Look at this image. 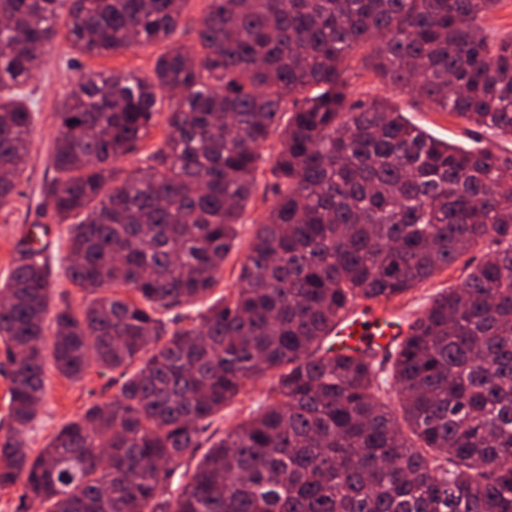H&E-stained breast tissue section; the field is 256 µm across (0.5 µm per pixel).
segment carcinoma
Segmentation results:
<instances>
[{
    "instance_id": "obj_1",
    "label": "carcinoma",
    "mask_w": 512,
    "mask_h": 512,
    "mask_svg": "<svg viewBox=\"0 0 512 512\" xmlns=\"http://www.w3.org/2000/svg\"><path fill=\"white\" fill-rule=\"evenodd\" d=\"M183 2L0 0V208L28 155L20 90L61 14L97 57L173 40ZM206 2L192 49L150 76L84 74L60 105L42 206L75 219L66 277L92 299L49 315L51 267L20 242L0 284V488L43 512H512V155L436 140L347 89L367 48L385 84L512 140V35L483 27L501 0ZM159 90L164 136L145 151ZM267 160L274 201L235 287L167 317L224 278ZM486 238L494 254L402 337L395 414L372 356L326 338L350 303L387 305ZM49 361L72 380L117 371L118 391L33 456ZM267 376L270 403L218 436L224 406Z\"/></svg>"
}]
</instances>
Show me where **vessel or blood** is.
<instances>
[{"instance_id":"b4317fda","label":"vessel or blood","mask_w":512,"mask_h":512,"mask_svg":"<svg viewBox=\"0 0 512 512\" xmlns=\"http://www.w3.org/2000/svg\"><path fill=\"white\" fill-rule=\"evenodd\" d=\"M396 314L380 304L357 301L342 312L336 327L337 345L354 350H380L396 345L390 326Z\"/></svg>"}]
</instances>
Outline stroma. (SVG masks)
Returning <instances> with one entry per match:
<instances>
[{"label":"stroma","instance_id":"stroma-1","mask_svg":"<svg viewBox=\"0 0 512 512\" xmlns=\"http://www.w3.org/2000/svg\"><path fill=\"white\" fill-rule=\"evenodd\" d=\"M66 31V26H59L58 35L49 45L41 68L23 88L34 115V125L25 170L20 179L21 194L0 209V281L13 267L19 243L31 235L35 237L37 246L44 248L54 270V305L67 302L77 306L82 303L84 295L64 277L61 269L67 249V227L44 216L41 207L40 188L54 175L48 164V150L58 133L57 107L81 74L133 71L142 76L151 75L155 59L166 51L167 46L161 43L144 50L87 57L77 54ZM348 80L353 98L385 99L436 139L452 144L477 143L504 153L512 151V141L490 136L484 129L470 125L454 114L437 111L422 98L380 82L361 57L351 59ZM271 204V199L260 194L247 204L237 246L224 262V278L211 292V299L230 292L255 230L253 221ZM465 265L456 263L398 298L401 312L408 318H415L429 306L437 293L460 286L467 275ZM112 378V372L93 370L81 381L74 382L58 373L54 366H47L44 401L26 433L28 448H43L65 422L83 413L91 404L109 401L116 392Z\"/></svg>","mask_w":512,"mask_h":512}]
</instances>
